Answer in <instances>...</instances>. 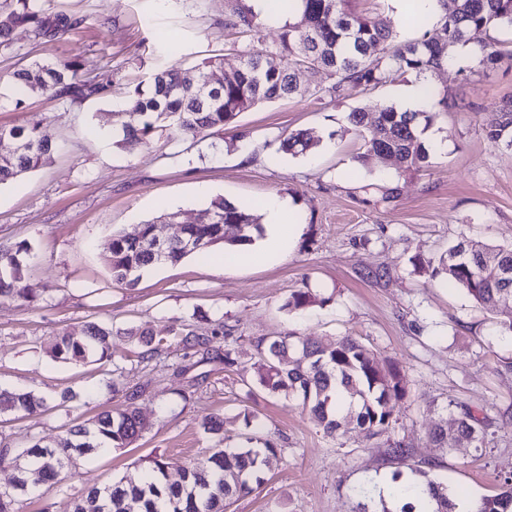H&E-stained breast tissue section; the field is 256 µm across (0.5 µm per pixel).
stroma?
I'll list each match as a JSON object with an SVG mask.
<instances>
[{"mask_svg":"<svg viewBox=\"0 0 512 512\" xmlns=\"http://www.w3.org/2000/svg\"><path fill=\"white\" fill-rule=\"evenodd\" d=\"M234 0H51L52 10L82 19L79 29L46 43L25 29L0 52V125L39 127L54 145L51 159L16 182L0 186V247L25 244L23 286L29 301L0 300V389L22 388L48 398L54 410L0 416V438L12 448L49 442L74 419L122 408L126 394L148 432L126 448L78 458L65 490L45 486L25 497L21 512H71L75 496L134 472L161 456L170 479L190 460L208 455L216 440L205 415L224 418V441L272 440L279 448L253 493L227 512H354L355 487L376 475L413 467L444 482L449 496L479 500L512 477V343L494 334V307L475 304L461 289L415 272L462 238L512 244V149L488 141L484 127L512 101V59L490 67L462 51L430 80L455 102L449 112L428 104L434 121L425 134L434 147L427 167L397 175L376 156L362 157L347 121L355 108L400 104L403 82L367 94L347 87L339 99L309 97L264 102L238 118V129L199 141L163 139L152 148H124L112 129L130 84L173 63L197 81L212 79L203 61L224 54L234 31L224 18ZM357 14L383 18L401 36L419 27L406 21L397 0H349ZM82 58L89 75L109 73L112 90L78 104L48 96L18 99L8 79L34 60ZM237 129V130H238ZM306 129L319 145L306 156L277 153L279 135ZM397 196L382 202L388 188ZM290 198L302 225L289 252L259 264L226 269L191 256L145 273L137 285L113 283L102 258L113 231L135 232L139 222L177 211L193 223L210 199L259 204L270 194ZM308 288L320 302L298 312L285 303ZM98 322L112 328V357L74 366L45 351L57 332ZM223 323L208 360L195 362L168 338L185 324L207 332ZM150 330L168 343L152 360H131L129 331ZM323 342L359 338L383 367H396L405 397L389 437L354 432L333 439L297 401L249 388L259 361L254 343L286 332ZM237 364L225 367V345ZM128 357L124 389L110 390L113 357ZM69 402H61L63 392ZM464 403L490 422L488 444L465 440L434 447L428 433L452 417L449 401ZM253 411L259 428L246 426ZM404 441L410 457H389L388 439Z\"/></svg>","mask_w":512,"mask_h":512,"instance_id":"1","label":"stroma"}]
</instances>
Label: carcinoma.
<instances>
[{"label": "carcinoma", "instance_id": "1", "mask_svg": "<svg viewBox=\"0 0 512 512\" xmlns=\"http://www.w3.org/2000/svg\"><path fill=\"white\" fill-rule=\"evenodd\" d=\"M301 2L300 19L282 27L278 40L262 53L248 47L232 46L230 54L251 64L233 72L219 91L201 94L196 90L192 72L177 64L155 72L147 81L128 87L127 111L118 135L121 142L149 146L161 131L170 138L197 140L224 136L234 127L238 116L264 101L298 95L293 69L311 68L320 79L306 91L322 101L337 98L349 85L374 92L408 75L426 76L446 61L448 49L466 44L472 31L512 30V0H438L440 11L433 27L411 40H400L381 19L358 15L346 8L348 0H278L282 10L291 12ZM45 0H3L0 3V50L12 48L18 28L36 39L51 41L81 24L64 13L44 7ZM246 24L254 35L262 32V23L251 9L235 12L224 20V27ZM482 62L495 65L512 55L492 38L479 45ZM21 93L48 95L56 99L82 102L106 93L112 81L101 83L83 77L78 59L58 62H34L14 71ZM500 119L485 128L486 138L497 146L512 148V103L498 109ZM349 124L357 131L365 154H373L395 165L400 174L425 166L429 152L423 135L432 116L426 112H401L381 105L374 112L355 109L348 113ZM0 185L13 182L44 165L51 154V141L38 129L25 126H0ZM277 152L303 155L317 141L307 130H295L278 138ZM176 213H163L139 225V234L130 237L115 232L105 243L103 259L112 281L117 285H135L143 272L159 265L177 264L186 257L203 254L218 245L237 246L253 241L262 233V225L243 206L222 198L211 199L199 212L195 224L181 227L182 238L193 243L191 249L168 248L162 259L154 255L157 225L173 221ZM236 227L228 236L227 228ZM28 247L0 250V299L27 297L21 287ZM431 276H443L461 288L479 305L505 303L512 299V245L463 238L436 260ZM318 302L311 290L299 289L285 303L290 312L300 311ZM176 342L196 354L209 355L213 340L224 335V326L210 334L196 333L186 326L171 329ZM145 360L164 344L146 330L129 332ZM112 329L96 322L64 330L51 337L48 351L62 363L86 362L92 355L108 354ZM262 357L254 382L265 392L300 401L310 419L329 436L345 435L356 429L375 438L388 433L397 403L404 396L399 373L384 370L374 353L358 339L345 335L333 337L327 344L311 342L302 336L285 333L262 338L255 344ZM127 397L126 405L116 411L98 413L90 423L66 424L51 445L39 440L22 450L39 469L37 481L50 487L68 484L66 466L79 457L96 455L107 448H125L148 430L136 400ZM53 409L43 396L19 389L0 390V414L45 413ZM488 420L466 405L451 418V424L439 423L429 432L439 448L448 446V434L467 439L474 447L485 446ZM278 448L269 440L260 446L216 448L207 457L190 463L179 479L171 480L159 456L148 458L147 466L136 474H127L103 487H91L73 501V512H225L226 501L249 494L263 483L264 460L276 456ZM423 486L435 502L431 512H455L448 487L422 472ZM20 493L0 487V512H18ZM476 512H512V478L504 481L499 493L480 499Z\"/></svg>", "mask_w": 512, "mask_h": 512}]
</instances>
